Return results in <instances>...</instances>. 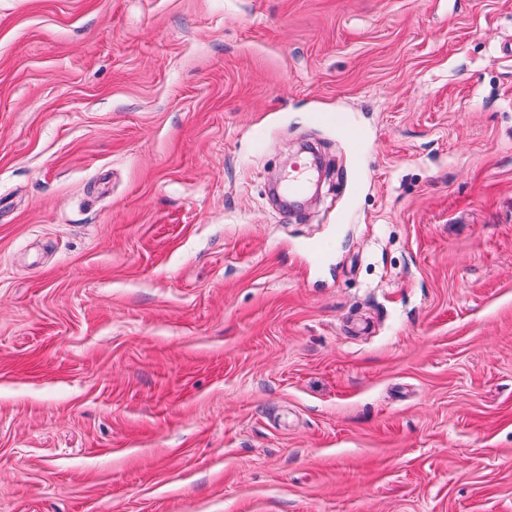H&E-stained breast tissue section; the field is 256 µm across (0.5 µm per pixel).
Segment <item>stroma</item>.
I'll use <instances>...</instances> for the list:
<instances>
[{"instance_id": "1", "label": "stroma", "mask_w": 512, "mask_h": 512, "mask_svg": "<svg viewBox=\"0 0 512 512\" xmlns=\"http://www.w3.org/2000/svg\"><path fill=\"white\" fill-rule=\"evenodd\" d=\"M0 512H512V0H0Z\"/></svg>"}]
</instances>
